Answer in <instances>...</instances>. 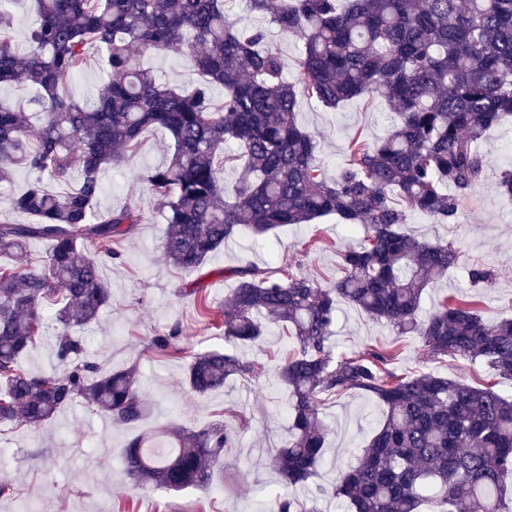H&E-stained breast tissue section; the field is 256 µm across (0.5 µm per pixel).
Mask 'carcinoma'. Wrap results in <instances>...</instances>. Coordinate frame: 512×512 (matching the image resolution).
<instances>
[{
	"instance_id": "cac0c4a2",
	"label": "carcinoma",
	"mask_w": 512,
	"mask_h": 512,
	"mask_svg": "<svg viewBox=\"0 0 512 512\" xmlns=\"http://www.w3.org/2000/svg\"><path fill=\"white\" fill-rule=\"evenodd\" d=\"M13 2L0 0V84L33 85L38 94L30 113L0 101V181L17 166L33 175L10 199L26 220H0V254H19L35 239L51 249L39 268H0V424L36 429L76 402L115 425L144 418L135 371L100 374L73 330L111 305L99 258L118 255L115 246L143 221L129 206L97 209L101 171L133 156L155 127L171 134L174 153L145 180L166 212L163 252L175 266L200 268L242 226L263 236L334 215L360 229L327 287L291 267L224 270L236 281L228 306L215 312L224 340L254 347L276 324L297 343L275 372L291 392L288 445L272 455L281 483H303L321 465L325 397L359 390L384 414L356 462L338 472L332 495L345 512H422L425 503L431 512H500L512 487V396L430 371L399 373L394 346L339 354L333 327L342 300L398 337H418L429 360L480 362L512 381V319L487 322L476 302L455 296L422 312L426 289L461 250L404 230L416 213L459 223V197L485 177L486 133L512 119V0H247L263 25L230 21L228 0H34L23 55L4 35ZM275 33L297 39L290 79ZM134 49L187 50L201 82L179 93L137 66ZM92 51L102 57L100 84L79 102L62 89ZM377 96L395 114L391 130L372 144L351 137L344 165L327 176L297 120L299 98L335 109ZM228 142L235 153L224 152ZM219 164L243 170L229 200ZM75 171L77 187L49 189ZM467 277L477 289L495 280L478 265ZM52 324L61 370H23L20 357ZM253 369L237 353L212 349L191 357L185 382L204 397ZM229 443L221 422L137 436L124 449L123 472L168 492L209 489ZM268 512L315 510L277 497Z\"/></svg>"
}]
</instances>
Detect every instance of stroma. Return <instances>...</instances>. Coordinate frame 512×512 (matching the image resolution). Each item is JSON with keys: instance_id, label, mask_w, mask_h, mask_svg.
<instances>
[{"instance_id": "obj_1", "label": "stroma", "mask_w": 512, "mask_h": 512, "mask_svg": "<svg viewBox=\"0 0 512 512\" xmlns=\"http://www.w3.org/2000/svg\"><path fill=\"white\" fill-rule=\"evenodd\" d=\"M148 68L175 89L193 86L199 74L190 54L141 56ZM299 123L315 138L317 160L326 175H335L346 158L350 136L377 141L391 127L394 114L383 99H354L337 109L313 100L299 102ZM488 168L482 185L459 201L460 223L435 224L423 215L410 219L409 232L432 239L459 242L458 268L426 292L427 298L467 291L469 266L485 264L496 274L485 289L479 310L490 322L512 316V199L500 193L497 178L512 161V124L492 129L486 138ZM173 152L171 136L147 130L129 162L101 174L100 210L136 207L144 221L124 242L117 259H103L101 276L112 290V304L80 334L88 356L101 372L136 367L149 414L132 427H116L98 414L74 404L42 429L0 425V483L12 492L0 497V512H266L267 499L280 489L270 464L274 449L288 443V393L277 384L274 371L293 350L282 327L269 326L259 346L242 355L258 365L256 377H233L222 389L193 395L184 383L190 356L224 347V329L207 312L227 303L235 286L225 269L248 261L259 267L292 265L320 284L339 275L337 253L357 240L351 228L328 216L308 224L284 225L264 237L241 231L205 264L206 277L173 267L161 254L168 226L145 180L148 171L164 165ZM202 282V294L187 288ZM177 330L182 352L167 356L150 346L152 337ZM338 352L351 354L370 344L391 343L386 325L339 304L335 327ZM405 353L398 371L418 368L472 384H492L512 395V381L497 380L482 364L444 358L425 361L418 337L404 339ZM324 418L331 427L326 458L315 477L290 488L289 498L315 512H338L330 487L338 469L351 465L373 436L383 406L361 391H349L326 401ZM224 421L232 442L215 469L220 491L190 489L178 494L137 486L123 473L121 454L140 433L162 427L200 429Z\"/></svg>"}]
</instances>
